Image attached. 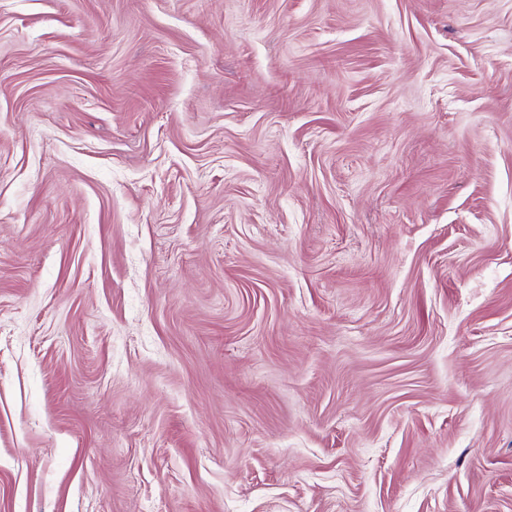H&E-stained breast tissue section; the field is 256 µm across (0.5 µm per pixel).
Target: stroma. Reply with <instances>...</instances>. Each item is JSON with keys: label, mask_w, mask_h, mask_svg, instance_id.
<instances>
[{"label": "stroma", "mask_w": 512, "mask_h": 512, "mask_svg": "<svg viewBox=\"0 0 512 512\" xmlns=\"http://www.w3.org/2000/svg\"><path fill=\"white\" fill-rule=\"evenodd\" d=\"M0 512H512V0H0Z\"/></svg>", "instance_id": "obj_1"}]
</instances>
